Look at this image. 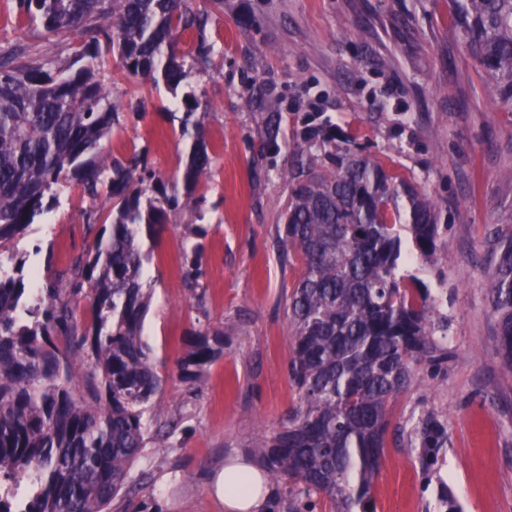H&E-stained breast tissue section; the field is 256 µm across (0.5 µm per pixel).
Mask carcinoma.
<instances>
[{
    "instance_id": "obj_1",
    "label": "carcinoma",
    "mask_w": 512,
    "mask_h": 512,
    "mask_svg": "<svg viewBox=\"0 0 512 512\" xmlns=\"http://www.w3.org/2000/svg\"><path fill=\"white\" fill-rule=\"evenodd\" d=\"M459 39L486 78L490 97L512 103V0H451ZM17 14L48 33L83 37L63 65L28 47H0V512H106L149 440L146 411L164 377L143 336L151 293L144 287L146 226L158 234L170 213H198L195 189L212 167L193 97L183 100L181 136L194 142L183 194L135 153L123 163L101 156L120 122L101 72L108 57L130 77L161 73L176 87L191 69L177 32L194 30L193 60L210 52L208 17L186 0H15ZM281 116L268 114L267 149L281 150ZM319 170L298 159L288 171L284 223L276 235L300 269L288 297L289 374L298 394L281 427L252 445L265 471L295 496L319 495L334 512H375L372 481L387 447L388 404L423 364L450 357L445 322L429 288L409 267L436 258L438 206L428 196L347 147ZM111 226L74 257L67 287L48 282L35 295L18 242L71 180ZM201 245L184 273L201 287ZM487 293L497 320L503 371L512 375V227L488 236ZM88 300L76 320L72 299ZM179 376L196 382L224 354V330L184 339ZM88 362L83 371L77 362ZM443 425L421 419L406 446L433 464Z\"/></svg>"
}]
</instances>
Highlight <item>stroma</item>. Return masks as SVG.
<instances>
[{
    "label": "stroma",
    "mask_w": 512,
    "mask_h": 512,
    "mask_svg": "<svg viewBox=\"0 0 512 512\" xmlns=\"http://www.w3.org/2000/svg\"><path fill=\"white\" fill-rule=\"evenodd\" d=\"M207 14L204 36L181 35V52L206 39L214 51L183 86L194 93L214 155L198 184L200 220L171 213L144 239L153 292L144 336L167 377L149 441L111 512H224L215 476L277 429L297 395L289 381L286 299L299 270L275 240L297 155L327 163L341 144L360 150L433 198L440 235L434 263L418 275L448 319L452 356L421 367L388 410L390 430L373 480L375 512H443L450 491L460 512H512V376L497 352L496 319L482 258L489 229L512 225V105L492 100L484 76L459 45L448 0H190ZM0 40L67 61L72 46L27 25L0 0ZM106 84L121 116L102 145L106 158L144 153L163 178L181 179L189 139L179 99L165 85L108 65ZM282 116L278 154H268L263 116ZM328 123L341 140L308 142ZM105 201L62 188L50 211L19 242L40 276L65 278L94 236L87 211ZM202 244V292L183 280L184 255ZM224 332V354L195 383L175 361L195 330ZM432 416L448 434L427 466L402 443Z\"/></svg>",
    "instance_id": "obj_1"
}]
</instances>
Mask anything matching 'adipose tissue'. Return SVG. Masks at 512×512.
<instances>
[{
  "instance_id": "ef3b65f1",
  "label": "adipose tissue",
  "mask_w": 512,
  "mask_h": 512,
  "mask_svg": "<svg viewBox=\"0 0 512 512\" xmlns=\"http://www.w3.org/2000/svg\"><path fill=\"white\" fill-rule=\"evenodd\" d=\"M225 512H266L272 494L262 470L243 459L229 461L214 483Z\"/></svg>"
}]
</instances>
